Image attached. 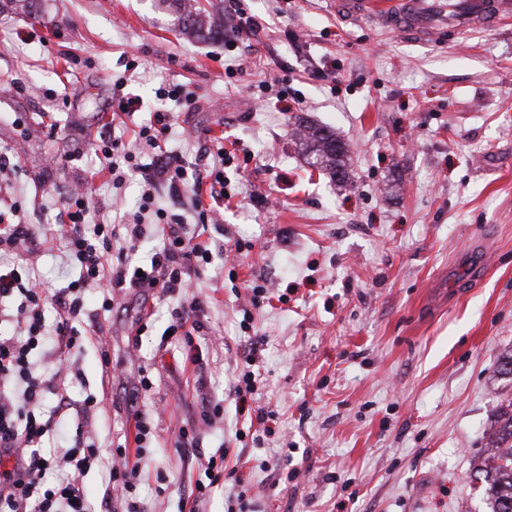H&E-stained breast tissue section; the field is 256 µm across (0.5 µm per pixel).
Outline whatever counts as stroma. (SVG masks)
<instances>
[{"label":"stroma","mask_w":512,"mask_h":512,"mask_svg":"<svg viewBox=\"0 0 512 512\" xmlns=\"http://www.w3.org/2000/svg\"><path fill=\"white\" fill-rule=\"evenodd\" d=\"M36 7L34 19L0 0V145L16 161L0 199L21 201V223L53 227L65 192L100 168L99 135L134 143L158 110L174 121L164 151L195 171L223 142L236 193L217 206L224 255L197 281L194 348L166 333L179 297L136 289L106 312L85 289L64 431L106 449L134 438L132 411L149 416L141 512H227L242 489L260 512H484L471 474L512 395L496 373L512 353V18L419 40L331 0H244L262 27L230 42L180 38L154 0ZM165 83L193 110L159 99ZM120 92L138 95L135 114L113 115ZM298 116L348 143L349 186L307 166L289 137ZM142 193L138 175L99 185L101 221ZM256 285L268 300L246 331ZM254 339L250 406L273 415L258 442L234 393ZM205 398L223 408L210 427ZM193 428L198 449L177 448ZM221 447L240 479L197 498Z\"/></svg>","instance_id":"1"}]
</instances>
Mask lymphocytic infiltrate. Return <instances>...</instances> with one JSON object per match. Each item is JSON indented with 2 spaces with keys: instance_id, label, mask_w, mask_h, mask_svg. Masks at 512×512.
I'll use <instances>...</instances> for the list:
<instances>
[{
  "instance_id": "f902f5d3",
  "label": "lymphocytic infiltrate",
  "mask_w": 512,
  "mask_h": 512,
  "mask_svg": "<svg viewBox=\"0 0 512 512\" xmlns=\"http://www.w3.org/2000/svg\"><path fill=\"white\" fill-rule=\"evenodd\" d=\"M96 153L113 182L123 181L126 172L140 168L135 153L119 137H101ZM210 154L215 164L206 176L189 177L187 163L177 155H162L161 177L175 192H191L198 224L212 223L215 213L203 207L200 193L204 182L217 187L219 198H231L224 179V167L231 157L221 142H213ZM155 180H147L142 197L164 224V244L149 265L133 264L144 235L141 215L120 224H90L93 196L81 189L71 190L63 199L67 226L59 227L57 249L68 268L77 272L65 286L40 287L20 256L36 236L32 225L19 223L20 205L0 208V304L15 303V328L0 335V512H95L81 476L101 460V450L89 442L83 430H76L65 451L44 455V437L56 426L54 412L44 408L47 396H54L57 409L69 404L70 357L83 345L80 326L85 314L82 288H100L101 307L111 310L115 301L133 289H160L162 294L178 293L182 301L172 312V333L192 344L200 330L201 299L192 292L193 278L223 250L216 240H199L181 214L172 212L155 195ZM54 319H47L46 308ZM58 347L52 374H45L33 353L47 341ZM118 464L109 466L106 481L125 512H138L132 498L139 478L138 464L129 462L127 445L112 450Z\"/></svg>"
}]
</instances>
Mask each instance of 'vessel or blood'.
Returning <instances> with one entry per match:
<instances>
[{
  "mask_svg": "<svg viewBox=\"0 0 512 512\" xmlns=\"http://www.w3.org/2000/svg\"><path fill=\"white\" fill-rule=\"evenodd\" d=\"M336 9L353 18L374 13L404 34L437 37L451 22L464 28L507 18L512 14V0H460L454 12L442 0H387L379 8L372 0H336Z\"/></svg>",
  "mask_w": 512,
  "mask_h": 512,
  "instance_id": "vessel-or-blood-1",
  "label": "vessel or blood"
}]
</instances>
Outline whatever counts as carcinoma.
<instances>
[{"label":"carcinoma","mask_w":512,"mask_h":512,"mask_svg":"<svg viewBox=\"0 0 512 512\" xmlns=\"http://www.w3.org/2000/svg\"><path fill=\"white\" fill-rule=\"evenodd\" d=\"M174 16L175 31L198 39L224 38V13L213 0H158ZM293 137L307 164L338 185L349 181L348 144L330 129L295 118ZM494 450L486 459L479 490L491 512H512V401L503 405L500 426L492 442Z\"/></svg>","instance_id":"cac0c4a2"}]
</instances>
